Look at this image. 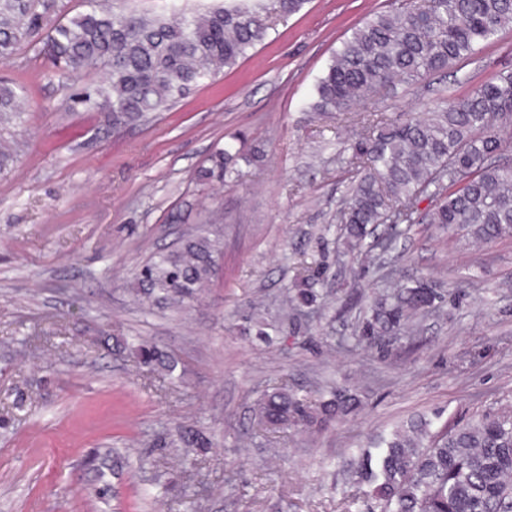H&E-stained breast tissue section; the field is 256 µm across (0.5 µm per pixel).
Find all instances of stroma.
Masks as SVG:
<instances>
[{"instance_id":"obj_1","label":"stroma","mask_w":512,"mask_h":512,"mask_svg":"<svg viewBox=\"0 0 512 512\" xmlns=\"http://www.w3.org/2000/svg\"><path fill=\"white\" fill-rule=\"evenodd\" d=\"M385 0H309L233 69L194 88L155 120L112 126L75 104L101 72L60 76L33 47L0 78L24 88V149L0 174V512H363L364 489L339 465L369 438L417 416L434 427L512 414V237L484 244L438 224H404L380 265L358 276L336 212L350 180L336 162L358 128L317 118L306 102L340 42ZM512 70V31L472 60L399 84L360 111L421 114ZM258 146L237 181L202 180L225 145ZM224 216L221 268L184 312L133 295L150 258ZM321 263L323 309L309 326L284 320L302 265ZM425 276L445 284L442 312L386 348L355 344L360 295ZM280 322L272 342L246 335L252 315ZM33 344L27 359L15 337ZM141 336L178 359L177 380L147 375L104 337ZM309 398L336 384L360 407L321 433L258 427L253 407L278 384ZM186 422L215 445L185 468L163 447ZM127 454L98 486L107 449ZM168 492L145 497L139 458Z\"/></svg>"}]
</instances>
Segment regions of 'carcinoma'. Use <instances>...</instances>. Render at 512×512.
I'll return each instance as SVG.
<instances>
[{
	"label": "carcinoma",
	"instance_id": "cac0c4a2",
	"mask_svg": "<svg viewBox=\"0 0 512 512\" xmlns=\"http://www.w3.org/2000/svg\"><path fill=\"white\" fill-rule=\"evenodd\" d=\"M308 0H276L273 9L247 0L176 20L164 13L101 7L66 21L58 0H0V64L24 46L38 47L63 75L99 69L100 84L77 94L76 103L100 111L114 126L144 122L166 111L201 82L236 66L275 30L278 20L300 12ZM512 26V0H389L388 9L360 26L330 57L316 79L308 108L343 117L360 102L396 84L466 61L480 46ZM23 87L0 81V173L17 161ZM512 118V70L468 95L435 106L423 118L389 119L373 112L363 131L338 156L354 172L349 197L337 216L347 247L361 265L376 261L367 238L379 224L392 237L399 225L419 221L464 229L489 244L512 237V163L501 159L503 119ZM258 151L228 145L211 155L204 178L232 181L238 162L262 161ZM429 201L420 212L418 204ZM216 227L183 238L153 257L136 274L138 300L186 309L213 280L221 253L223 219ZM324 268L308 272L286 299L289 317L309 322L321 294ZM447 291L426 278L411 279L374 295L354 339L380 348L386 337L409 330L418 317L440 310ZM140 366L172 375L178 361L143 339L124 342ZM358 396L332 387L310 401L280 384L254 408L257 425L269 430L327 429L353 413ZM211 437L182 425L165 446L198 454ZM346 479L371 486L366 512H512V415L482 414L466 423L431 429L419 418L378 437L343 461Z\"/></svg>",
	"mask_w": 512,
	"mask_h": 512
}]
</instances>
